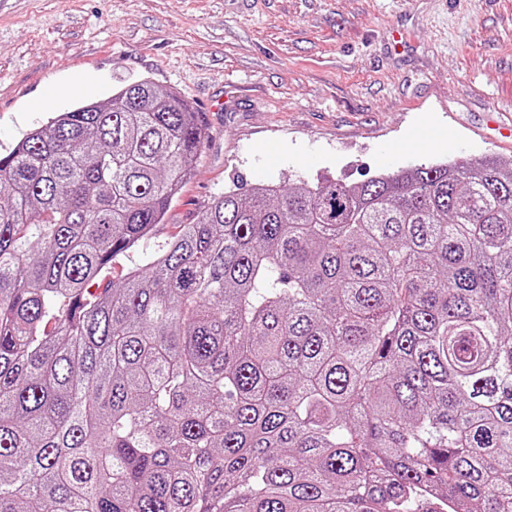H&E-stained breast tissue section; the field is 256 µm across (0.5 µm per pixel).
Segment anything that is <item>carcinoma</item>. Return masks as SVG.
Instances as JSON below:
<instances>
[{"label": "carcinoma", "mask_w": 512, "mask_h": 512, "mask_svg": "<svg viewBox=\"0 0 512 512\" xmlns=\"http://www.w3.org/2000/svg\"><path fill=\"white\" fill-rule=\"evenodd\" d=\"M148 79L0 155V512H512V162L214 198Z\"/></svg>", "instance_id": "obj_1"}]
</instances>
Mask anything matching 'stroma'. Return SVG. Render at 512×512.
I'll list each match as a JSON object with an SVG mask.
<instances>
[{"instance_id":"35a3bbf8","label":"stroma","mask_w":512,"mask_h":512,"mask_svg":"<svg viewBox=\"0 0 512 512\" xmlns=\"http://www.w3.org/2000/svg\"><path fill=\"white\" fill-rule=\"evenodd\" d=\"M142 78L188 101L206 138L165 224L102 288L236 182L512 159L479 136L491 112L512 122V0H0V153Z\"/></svg>"}]
</instances>
